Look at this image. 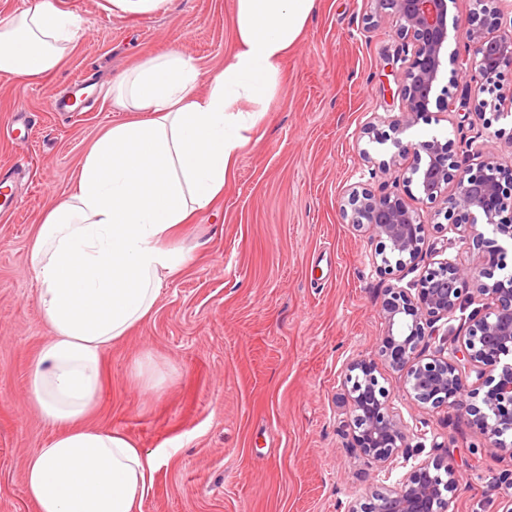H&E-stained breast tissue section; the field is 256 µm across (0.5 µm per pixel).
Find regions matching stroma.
<instances>
[{
  "instance_id": "1",
  "label": "stroma",
  "mask_w": 512,
  "mask_h": 512,
  "mask_svg": "<svg viewBox=\"0 0 512 512\" xmlns=\"http://www.w3.org/2000/svg\"><path fill=\"white\" fill-rule=\"evenodd\" d=\"M82 20L75 47L49 75L0 73V179L13 211L0 214V512H37L25 489L32 451L53 435L30 403L33 359L47 336L29 246L44 216L75 182L94 140L125 120L108 96L113 80L144 59L175 49L202 72L233 47L235 0H169L133 17L105 0H55ZM368 0H317L316 12L281 65L279 93L240 153L224 193L175 238L190 257L163 281L152 315L113 344L90 424L124 433L160 459L140 512H344L369 485L342 422L349 359L371 355L384 334L386 288L407 287L430 267L442 234L443 202L420 206L429 248L414 267L387 272L375 244L342 217L347 186L368 179L354 135L372 113L398 115L397 70L388 61L394 27L373 24ZM105 89L73 112L52 100L71 79ZM455 104L420 117L407 132L438 137L455 157L491 130L492 150L512 165V120L488 122L461 107L462 81L442 79ZM25 107L33 130L12 131ZM161 383L145 389L137 362ZM379 381L409 425L423 424L460 475L453 512H502L512 496V454L480 448L478 430L453 410L411 404L399 372Z\"/></svg>"
}]
</instances>
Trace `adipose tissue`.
<instances>
[{
	"label": "adipose tissue",
	"instance_id": "1",
	"mask_svg": "<svg viewBox=\"0 0 512 512\" xmlns=\"http://www.w3.org/2000/svg\"><path fill=\"white\" fill-rule=\"evenodd\" d=\"M316 0H235L234 44L203 75L177 51L116 80L112 125L86 153L75 186L30 246L48 336L28 395L55 435L28 459L38 512H138L154 457L126 435L88 426L102 357L153 311L163 278L187 263L174 238L224 192V182L281 87V62ZM81 20L53 0L0 17V72L35 77L62 62ZM206 93H199L201 80Z\"/></svg>",
	"mask_w": 512,
	"mask_h": 512
}]
</instances>
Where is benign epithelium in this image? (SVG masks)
Listing matches in <instances>:
<instances>
[{
  "label": "benign epithelium",
  "instance_id": "obj_1",
  "mask_svg": "<svg viewBox=\"0 0 512 512\" xmlns=\"http://www.w3.org/2000/svg\"><path fill=\"white\" fill-rule=\"evenodd\" d=\"M373 18L397 31L394 50L401 63L398 73L400 114L372 113L356 143L391 142L389 158L378 160L366 147L359 149L369 175L391 176V183L374 193L361 181L349 185L341 204L351 227L377 240L374 257L392 271L414 265L426 246L428 222L403 194L418 193L421 203L442 200L446 223H435L452 234L448 245L486 246L489 270L467 268L454 258L433 262L408 288L387 289L389 298L379 311L386 334L373 357L354 358L343 377L348 405L345 432L353 451L372 479L368 500L354 498L345 512H449L459 484L454 464L444 457L416 460L420 436L391 406L390 391L379 382L378 365L402 373L403 392L423 409L452 408L464 412L483 436V448L498 454L512 447V271L504 263L512 244V224L503 213L512 211V168L500 164L488 140L470 143L480 158L473 168L448 153V143L433 137L419 143L403 142L416 119L431 112L439 82L448 69L463 77L464 104L473 114L492 113L494 119L512 114V88L503 90L498 77L512 68V15L504 14V0H474L469 27L449 35L448 4L453 0H372ZM504 22L496 33L487 31L489 19ZM464 38L470 56L448 51L449 39ZM391 133L374 135L376 124ZM491 229L487 239L483 229ZM503 271L494 278L493 270ZM482 306L468 316L465 333L448 347V331L436 323L450 322L471 303ZM438 346L427 353L433 342ZM407 472L394 484V469Z\"/></svg>",
  "mask_w": 512,
  "mask_h": 512
}]
</instances>
